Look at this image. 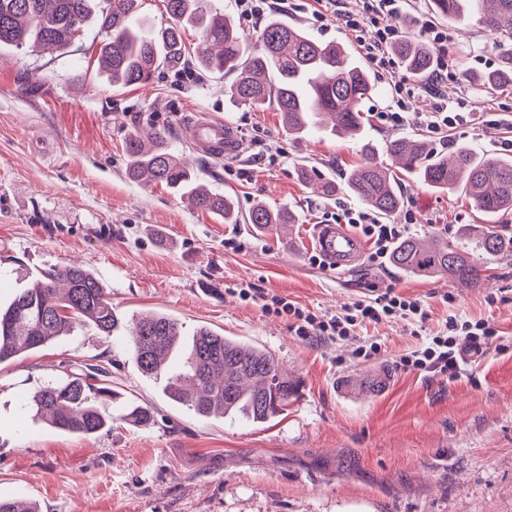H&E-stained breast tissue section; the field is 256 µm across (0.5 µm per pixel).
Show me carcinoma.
<instances>
[{"label": "carcinoma", "instance_id": "1", "mask_svg": "<svg viewBox=\"0 0 512 512\" xmlns=\"http://www.w3.org/2000/svg\"><path fill=\"white\" fill-rule=\"evenodd\" d=\"M141 0H0V46L18 49L70 48L91 21L103 34L102 72L114 86L146 85L159 67L182 58V30L199 34L191 64L208 74L234 76L224 94L236 105L281 112L286 132L311 130L359 138L364 131L363 105L376 91L367 70L339 43L322 42L302 28L270 16L256 40L243 37L233 16L212 11L210 0H165L170 22L157 27L141 16ZM436 15L475 22L495 35L499 67L476 73L469 81L490 91H512V0H429ZM402 67L418 79L435 67V55L423 41L406 36L392 47ZM128 176L159 182L196 208L226 224H252L270 231L292 224V212L256 203L242 214L228 195L212 192L172 148L168 132L155 127L132 132L125 141ZM365 162L345 178L316 183L325 196L346 190L376 216L389 217L404 206L398 173L417 176L436 190L463 188L473 207L484 214L512 212V158L482 155L466 145L449 156L428 150L425 141L397 137L386 141L388 165L362 145ZM475 250L486 256L512 258V236L494 225L472 228ZM473 250V251H475ZM473 251L446 238L423 244L401 240L391 263L415 276L444 275L476 284L481 270ZM89 324L100 335L128 330L130 352L139 371L153 376L165 368L168 355L178 361L169 377V397L200 417L240 415L256 423L288 408L296 382L288 378L274 354L246 341L224 337L201 326L184 339L183 324L162 313L135 316L129 323L112 307L107 287L78 263L49 267L0 305V364L36 351L77 326ZM106 370L92 366L39 386L23 403L33 416L63 432L93 436L112 427V406L119 419L146 425L152 408L125 400L104 382Z\"/></svg>", "mask_w": 512, "mask_h": 512}]
</instances>
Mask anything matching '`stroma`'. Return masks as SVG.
<instances>
[{"label":"stroma","mask_w":512,"mask_h":512,"mask_svg":"<svg viewBox=\"0 0 512 512\" xmlns=\"http://www.w3.org/2000/svg\"><path fill=\"white\" fill-rule=\"evenodd\" d=\"M295 2L289 23L355 52L348 32L313 20V0ZM426 21L447 30L454 47L442 88L449 107L464 103L466 111L495 114L497 124L430 132L420 118L433 104L426 83L396 65L374 79L363 141L380 148L419 134L437 153L462 143L481 154L502 152L512 139V93L479 92L466 79L498 67L492 36L435 15L427 0H402V34L419 36ZM101 40L92 22L65 52H0V303L22 275L76 262L105 284L122 318L151 310L188 331L205 325L257 344L280 359L298 391L287 411L263 423L203 418L169 399L167 374L142 376L122 337L75 328L0 364V497L36 501L42 512H512V347L489 344L456 379L403 372L395 360L420 343L403 323L371 325L346 341L305 338L287 317L236 294L249 284L321 315L364 298L367 287L391 284L429 304V331L456 314L490 320L507 338L512 258L483 257L476 286L407 277L366 261L342 274L312 264L315 225L359 202L343 190L320 197L300 171L341 180L362 164V142L320 131L289 135L279 112L231 106L219 76L177 81L175 63L161 66L149 85L113 87L98 72ZM401 82L414 91L408 120L383 126L376 115L391 109ZM192 113L234 126L240 155L224 163L195 152L183 125ZM150 127L165 129L200 179L232 195L241 211L262 201L292 211L295 223L260 234L192 209L164 185L129 178L125 140ZM264 144L279 152L278 165L257 161ZM242 167L248 175L240 179L234 171ZM400 190L405 205L390 221L409 225L411 237L454 240L470 224L512 235V213H480L462 190L437 191L409 175ZM228 238L241 249L226 248ZM368 337L381 343L380 355L353 359ZM92 364L108 368L126 399L150 406L153 424L117 420L84 437L23 411L38 386ZM373 366L393 370L384 395L361 403L336 396V376Z\"/></svg>","instance_id":"35a3bbf8"}]
</instances>
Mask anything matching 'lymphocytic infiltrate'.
<instances>
[{
	"label": "lymphocytic infiltrate",
	"instance_id": "lymphocytic-infiltrate-1",
	"mask_svg": "<svg viewBox=\"0 0 512 512\" xmlns=\"http://www.w3.org/2000/svg\"><path fill=\"white\" fill-rule=\"evenodd\" d=\"M400 0H362V9L353 13L346 10L325 13L315 11L316 21L333 20L353 32L356 43L377 75H384L394 65L390 54L401 31L395 23ZM344 223L359 232L370 244L369 262L385 266L394 246L405 237V224H384L368 211L346 209ZM240 300L258 306L262 312L288 316L291 327L301 337L345 339L368 324L404 320L423 325L429 318L424 300L406 296L394 286L373 289L364 299L343 307L341 312L319 315L288 299L268 295L249 286L238 289ZM497 330L486 319L449 317L443 329L425 336L421 345L402 354L396 361L398 369L420 371L437 376H461L470 357L482 355L486 345L496 339Z\"/></svg>",
	"mask_w": 512,
	"mask_h": 512
}]
</instances>
